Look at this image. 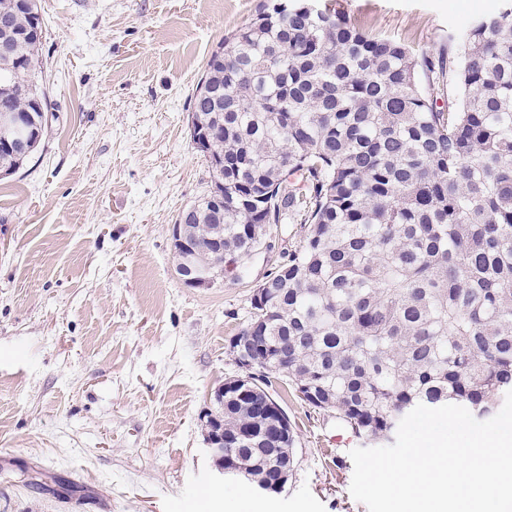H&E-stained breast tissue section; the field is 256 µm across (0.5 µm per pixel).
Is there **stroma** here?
<instances>
[{"instance_id":"obj_1","label":"stroma","mask_w":512,"mask_h":512,"mask_svg":"<svg viewBox=\"0 0 512 512\" xmlns=\"http://www.w3.org/2000/svg\"><path fill=\"white\" fill-rule=\"evenodd\" d=\"M263 0H39L47 132L0 177V512H368L358 447L281 379L295 464L279 494L218 482L200 415L239 373L229 340L300 226L210 288L175 276L171 228L207 193L188 133L211 52ZM374 34L441 55L499 0H339Z\"/></svg>"}]
</instances>
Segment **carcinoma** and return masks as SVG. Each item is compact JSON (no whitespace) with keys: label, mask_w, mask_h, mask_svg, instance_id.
Segmentation results:
<instances>
[{"label":"carcinoma","mask_w":512,"mask_h":512,"mask_svg":"<svg viewBox=\"0 0 512 512\" xmlns=\"http://www.w3.org/2000/svg\"><path fill=\"white\" fill-rule=\"evenodd\" d=\"M4 16L16 38L0 109L36 131L29 151H0L10 175L42 140L47 98L36 0H0ZM445 78L456 93L440 107ZM191 111L213 129L209 194L224 195L220 211L203 196L179 215L192 238L221 239L234 265L301 216L302 245L237 332L266 373L369 444L419 403L492 414L512 390V0L448 35L446 59L333 3L270 0L211 53ZM256 389L224 395V468L277 489L294 458Z\"/></svg>","instance_id":"1"}]
</instances>
